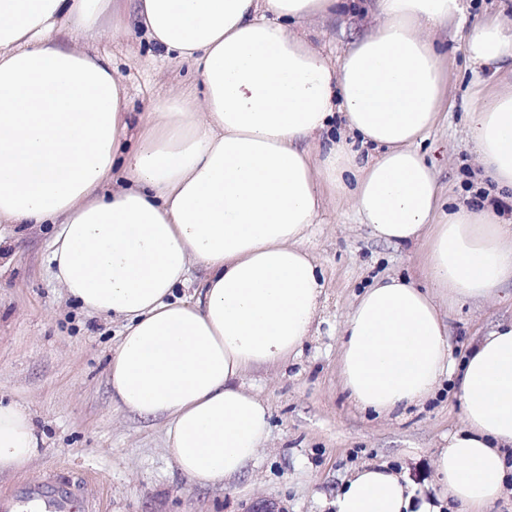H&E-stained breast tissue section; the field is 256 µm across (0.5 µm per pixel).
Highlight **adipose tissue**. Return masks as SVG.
I'll return each instance as SVG.
<instances>
[{
  "label": "adipose tissue",
  "instance_id": "ef3b65f1",
  "mask_svg": "<svg viewBox=\"0 0 512 512\" xmlns=\"http://www.w3.org/2000/svg\"><path fill=\"white\" fill-rule=\"evenodd\" d=\"M341 0H0V226L53 224V274L87 313L123 320L113 403L164 419L179 471L209 487L243 473L269 435L270 408L247 371L301 355L323 295L303 242L326 195L351 200L388 243L425 241L449 300H482L512 280V225L493 206L442 212L417 149L445 95L432 31L459 0H374L378 24L331 58L294 30ZM126 32L191 62L199 95L143 118L125 149L127 99L109 62L67 46V26ZM477 64L512 60V28L474 26ZM378 147L361 157L335 126ZM469 136L498 190L512 191V92L481 101ZM206 276L193 296L191 265ZM344 390L388 417L457 386L463 426L436 457L437 495L388 465L357 469L336 512H483L512 482V323L450 352L437 301L407 277L365 288L339 348ZM31 410L0 402V473L39 452Z\"/></svg>",
  "mask_w": 512,
  "mask_h": 512
}]
</instances>
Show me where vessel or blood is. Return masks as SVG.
Returning a JSON list of instances; mask_svg holds the SVG:
<instances>
[{
  "mask_svg": "<svg viewBox=\"0 0 512 512\" xmlns=\"http://www.w3.org/2000/svg\"><path fill=\"white\" fill-rule=\"evenodd\" d=\"M0 512H96L87 494V481L61 472L41 481L0 491Z\"/></svg>",
  "mask_w": 512,
  "mask_h": 512,
  "instance_id": "1",
  "label": "vessel or blood"
}]
</instances>
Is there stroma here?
Here are the masks:
<instances>
[{
    "mask_svg": "<svg viewBox=\"0 0 512 512\" xmlns=\"http://www.w3.org/2000/svg\"><path fill=\"white\" fill-rule=\"evenodd\" d=\"M462 4L464 23L432 34L443 54L447 95L436 127L418 150L434 163L449 203L476 208L489 184L468 135L471 91L477 86L485 96L511 92L512 68H477L465 40L473 24L492 14L512 28V0ZM376 24L369 0H358L354 11L304 21L297 31L337 58ZM65 40L111 61L129 102L132 141L153 104L199 81L191 63L149 41L136 21L123 34L92 37L74 30ZM54 233L51 224H18L0 244V397L28 405L43 437L32 463L0 474V488L65 466L94 476L100 512H246L259 499L276 500L285 512H332V501L357 467L386 462L433 492L432 461L448 433L463 424L453 391L402 416L375 419L355 409L338 371L356 295L382 276L423 281V243L379 241L348 203L326 204L304 241L324 277L320 328L299 358L245 375V384L270 406L268 441L243 475L201 488L176 468L164 421H146L113 405L108 362L123 323L89 315L66 295L48 262ZM433 294L457 358L493 326L512 319L511 283L481 302L452 305L441 289Z\"/></svg>",
    "mask_w": 512,
    "mask_h": 512,
    "instance_id": "stroma-1",
    "label": "stroma"
}]
</instances>
